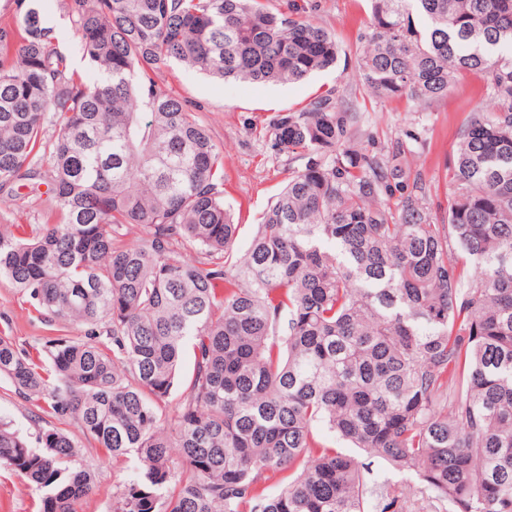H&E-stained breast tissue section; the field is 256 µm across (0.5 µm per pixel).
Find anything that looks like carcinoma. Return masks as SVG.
Here are the masks:
<instances>
[{
  "instance_id": "carcinoma-1",
  "label": "carcinoma",
  "mask_w": 512,
  "mask_h": 512,
  "mask_svg": "<svg viewBox=\"0 0 512 512\" xmlns=\"http://www.w3.org/2000/svg\"><path fill=\"white\" fill-rule=\"evenodd\" d=\"M61 5L94 81L30 0L0 22V203L51 204L22 236L0 224V278L77 335L36 357L0 336V377L133 458L112 512H366L362 462L318 423L451 512H512V0H370L374 97L426 109L489 76L496 106L459 131L447 215L407 165L418 136L368 149L352 91L332 88L265 127L303 165L240 255L224 155L162 76L301 81L336 65V34L297 0ZM2 468L41 512L94 487L74 436L33 445L0 418Z\"/></svg>"
}]
</instances>
